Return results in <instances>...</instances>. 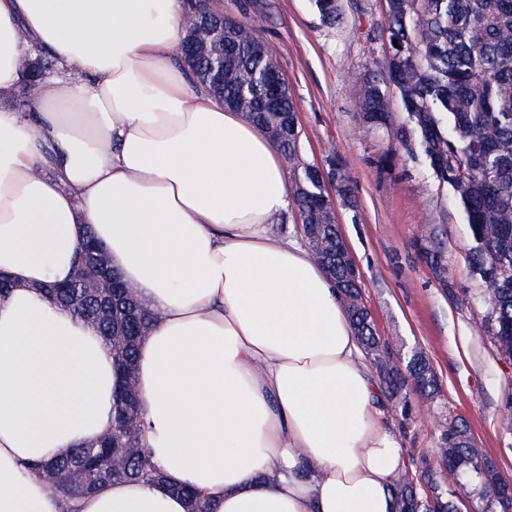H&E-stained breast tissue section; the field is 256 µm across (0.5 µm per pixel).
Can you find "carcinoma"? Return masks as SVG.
I'll use <instances>...</instances> for the list:
<instances>
[{
	"label": "carcinoma",
	"mask_w": 512,
	"mask_h": 512,
	"mask_svg": "<svg viewBox=\"0 0 512 512\" xmlns=\"http://www.w3.org/2000/svg\"><path fill=\"white\" fill-rule=\"evenodd\" d=\"M313 2L327 26L340 23V0ZM385 17L382 37L388 52L375 69L355 75L360 85L356 110L367 129L385 130L409 155L422 152L439 182L455 192L471 237L470 268L481 282L480 299L487 309L480 326L512 357V0H385ZM206 21L224 22V77L204 54L183 62L198 83L261 128L294 171V206L308 248L335 283L379 387L405 430L413 396L438 393V382L424 353L405 358L392 353L353 283L346 245L332 220L338 203L353 212L358 208L346 167L330 159L327 182L316 165L301 162L294 98L255 21L214 15ZM388 86L406 112L402 125L392 122ZM419 241L435 274L445 277L433 225H423ZM46 293L112 346L119 367H134L138 342L152 320L138 297L121 293L108 315L51 288ZM143 412L136 393L119 391L109 433L113 448L129 452L111 480H163L140 443ZM111 454L112 448L92 439L34 471L50 490L71 496L75 491L63 483L64 473L80 467L96 488L105 482L104 463ZM438 454V467L425 462L395 478L399 512H460L463 494L472 498L476 512H506V503H512L509 482L477 448L464 422L454 419L442 426ZM178 492L187 499L188 512H209L193 490L180 487Z\"/></svg>",
	"instance_id": "cac0c4a2"
}]
</instances>
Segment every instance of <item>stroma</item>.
I'll return each mask as SVG.
<instances>
[{"label": "stroma", "instance_id": "stroma-1", "mask_svg": "<svg viewBox=\"0 0 512 512\" xmlns=\"http://www.w3.org/2000/svg\"><path fill=\"white\" fill-rule=\"evenodd\" d=\"M253 18L277 50L302 129L301 157L347 165L357 212L337 208L339 229L362 275V292L380 336L393 349L427 356L440 391L443 418L467 422L476 446L512 481V424L502 404L512 392V361L500 355L488 329L480 282L468 268L471 245L452 188L440 184L423 156H408L385 131L364 130L351 71L365 72L385 45L383 0H341L338 28L326 27L311 0H262ZM393 154L391 167L378 164ZM436 225L444 243L446 282H439L418 250L422 225ZM436 422L415 417L401 442L414 461L436 463Z\"/></svg>", "mask_w": 512, "mask_h": 512}]
</instances>
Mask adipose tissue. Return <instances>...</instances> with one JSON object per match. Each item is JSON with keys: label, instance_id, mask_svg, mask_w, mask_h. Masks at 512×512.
<instances>
[{"label": "adipose tissue", "instance_id": "1", "mask_svg": "<svg viewBox=\"0 0 512 512\" xmlns=\"http://www.w3.org/2000/svg\"><path fill=\"white\" fill-rule=\"evenodd\" d=\"M189 0H0V512H398L408 460L333 282L275 225L280 151L176 50ZM55 67L36 84L24 59ZM29 93V107L11 100ZM151 310L135 382L162 483L73 501L35 463L110 426L111 346L47 298L86 235Z\"/></svg>", "mask_w": 512, "mask_h": 512}]
</instances>
